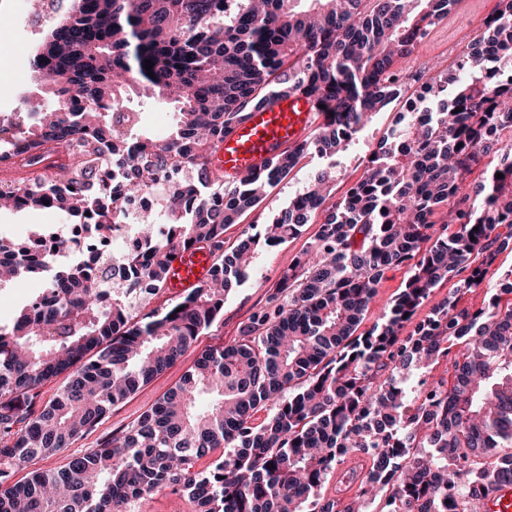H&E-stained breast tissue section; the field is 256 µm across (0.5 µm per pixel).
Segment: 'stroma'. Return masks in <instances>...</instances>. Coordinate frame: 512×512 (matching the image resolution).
I'll return each mask as SVG.
<instances>
[{"mask_svg": "<svg viewBox=\"0 0 512 512\" xmlns=\"http://www.w3.org/2000/svg\"><path fill=\"white\" fill-rule=\"evenodd\" d=\"M496 7L497 0H458L448 17L436 25L425 42L416 48L409 63L403 67L405 75L427 78L447 69L455 61L459 47L472 39ZM28 11L29 0H0V12L7 17L5 34L0 37V44L6 48L5 53L0 54V114L15 111L18 103L27 99L40 103L47 100L46 79L27 65L29 56L43 38L42 30L30 31L23 26L22 18ZM128 105L131 111L140 115L139 132L149 137L164 135L177 120V109L172 105H160L134 95L130 96ZM397 118L398 110L394 107L378 113L363 130L358 143L340 156L339 175L330 185V201L341 199L364 176L368 156ZM322 164V158L307 156L279 186L271 190L257 209L243 214L239 223L226 225L225 249L237 246L248 225L266 223L306 186L310 172ZM69 222L67 214L53 208L1 209L0 238L21 240L42 229H60ZM318 231V224H308L298 237L263 249L255 271L226 298L220 318L185 350L175 365L140 387L122 403L113 406L95 430L71 447L37 460V468L51 470L60 467L72 455L97 447L102 440L121 434L163 394L176 386L204 349L235 341L241 326L264 304L269 288L276 285L296 257L310 246ZM44 287V279L38 276H26L9 283L7 291L0 293V326H9L16 312L41 293Z\"/></svg>", "mask_w": 512, "mask_h": 512, "instance_id": "1", "label": "stroma"}]
</instances>
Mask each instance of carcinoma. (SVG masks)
<instances>
[{
  "label": "carcinoma",
  "instance_id": "1",
  "mask_svg": "<svg viewBox=\"0 0 512 512\" xmlns=\"http://www.w3.org/2000/svg\"><path fill=\"white\" fill-rule=\"evenodd\" d=\"M457 2L74 0L66 8L29 57L50 83V108L0 138L8 146L0 161L8 153L38 167L49 144L65 147V161L50 178L0 188V203L68 215L94 207L97 230L110 233L124 220L112 191L138 192L167 156L190 174L167 199V235L143 216L144 258L109 264L104 283L88 262L62 265L0 239L10 279L52 272L48 294L0 328V512H131L168 488L191 512H365L374 502L378 512H475L487 486L512 484V453L495 452L512 447V302L501 306L497 291L478 310L458 307V294L512 250V140L489 136L512 133V0H499L460 59L415 93L398 70ZM136 89L179 106L154 156L131 148L137 121L117 117ZM290 94L311 99L323 120L266 168L224 185L209 155L247 113ZM404 97L418 108L399 113L365 176L329 202L335 158ZM314 152L330 163L225 250L224 226ZM488 154L497 162L483 180L465 183ZM105 168L124 171L118 188L101 182ZM450 199L438 227L435 211ZM319 214L315 242L236 341L204 350L122 435L13 481L16 467L70 447L174 365L224 311L258 251L299 236ZM201 245L214 256L209 284L134 320L164 290L173 254ZM403 265L410 275L382 321L357 333L386 272ZM450 280L455 291L415 319ZM142 282L136 294L114 290ZM452 346L449 378L431 376ZM61 374L60 392L40 401L41 385ZM339 448L369 452L367 473L343 467ZM333 471L352 496L322 492Z\"/></svg>",
  "mask_w": 512,
  "mask_h": 512
}]
</instances>
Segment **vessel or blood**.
Masks as SVG:
<instances>
[{"label": "vessel or blood", "instance_id": "obj_1", "mask_svg": "<svg viewBox=\"0 0 512 512\" xmlns=\"http://www.w3.org/2000/svg\"><path fill=\"white\" fill-rule=\"evenodd\" d=\"M319 118L314 103L303 95L274 97L225 136L209 159L210 168L228 183L241 173L263 169L275 153L307 138ZM212 264L208 250L177 252L170 265L167 293L180 297L200 288L208 282ZM484 504L485 512H512V486L487 487Z\"/></svg>", "mask_w": 512, "mask_h": 512}]
</instances>
